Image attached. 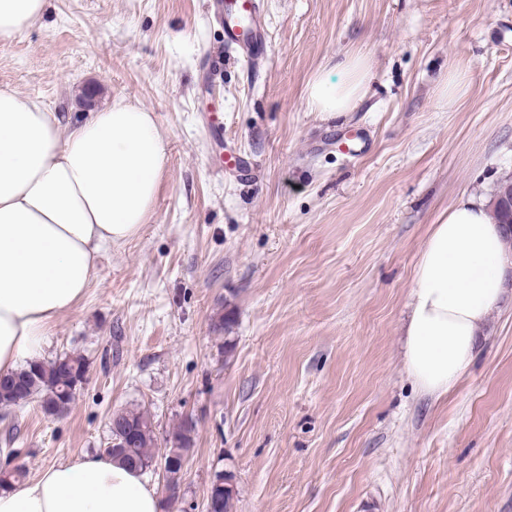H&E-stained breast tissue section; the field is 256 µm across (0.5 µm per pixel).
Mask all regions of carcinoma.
<instances>
[{
  "label": "carcinoma",
  "mask_w": 512,
  "mask_h": 512,
  "mask_svg": "<svg viewBox=\"0 0 512 512\" xmlns=\"http://www.w3.org/2000/svg\"><path fill=\"white\" fill-rule=\"evenodd\" d=\"M88 367L84 357L64 354L50 361H36L26 364L8 376L0 377V404L23 408L37 403L46 415L62 416L74 402L77 387L85 382ZM110 426L127 427L134 432L132 444L126 448H114L107 442L103 453L121 460L136 470L145 471L155 462L157 436L150 415L141 409H119L112 413ZM196 423L188 418L174 425L164 438L167 454L163 456V472L166 484H180L184 467L181 461L192 455L195 444ZM9 457L0 469V490L22 482L26 469L12 464L10 457L18 456L20 449H5ZM226 474L218 472L212 484L219 493L221 506L217 512H233L232 494L218 487L225 483Z\"/></svg>",
  "instance_id": "carcinoma-1"
}]
</instances>
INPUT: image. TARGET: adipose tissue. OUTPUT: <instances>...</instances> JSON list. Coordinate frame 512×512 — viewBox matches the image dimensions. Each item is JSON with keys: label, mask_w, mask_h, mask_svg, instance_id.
Listing matches in <instances>:
<instances>
[{"label": "adipose tissue", "mask_w": 512, "mask_h": 512, "mask_svg": "<svg viewBox=\"0 0 512 512\" xmlns=\"http://www.w3.org/2000/svg\"><path fill=\"white\" fill-rule=\"evenodd\" d=\"M46 0H0V42L39 21ZM372 80L353 56L343 82L314 80L312 110L353 111ZM165 165L151 112L117 100L80 119L0 87V374L41 358L54 321L88 288L104 251L147 223ZM507 242L487 208L458 199L420 254L404 367L442 396L472 364L505 292ZM139 471L99 454L52 463L0 491V512H162Z\"/></svg>", "instance_id": "ef3b65f1"}]
</instances>
